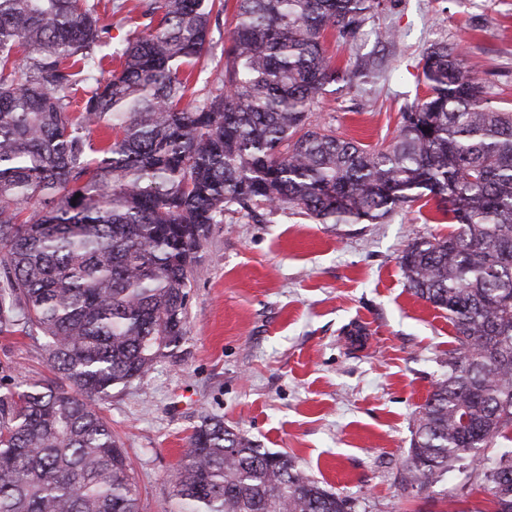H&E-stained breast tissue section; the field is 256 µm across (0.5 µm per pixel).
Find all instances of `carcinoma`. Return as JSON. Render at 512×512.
<instances>
[{"label":"carcinoma","instance_id":"1","mask_svg":"<svg viewBox=\"0 0 512 512\" xmlns=\"http://www.w3.org/2000/svg\"><path fill=\"white\" fill-rule=\"evenodd\" d=\"M99 4L0 0V333L44 337L66 379L0 391V512H139L100 404L180 347L196 255L224 214L376 223L428 197L457 229L413 240L400 265L457 346L404 466L422 487L468 458L492 496L478 512H512V449L478 454L512 441V113L440 43L388 146L312 123L328 86L361 77L333 65L327 31L356 39L384 0H137L143 31L105 54ZM228 13L217 57L212 19ZM209 70L216 82L192 80ZM101 125L112 139L96 146ZM176 498L177 512H352L210 415Z\"/></svg>","mask_w":512,"mask_h":512}]
</instances>
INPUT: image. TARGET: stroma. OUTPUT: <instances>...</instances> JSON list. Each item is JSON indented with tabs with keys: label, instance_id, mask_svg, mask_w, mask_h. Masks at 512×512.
Returning a JSON list of instances; mask_svg holds the SVG:
<instances>
[{
	"label": "stroma",
	"instance_id": "1",
	"mask_svg": "<svg viewBox=\"0 0 512 512\" xmlns=\"http://www.w3.org/2000/svg\"><path fill=\"white\" fill-rule=\"evenodd\" d=\"M441 42L458 45L493 107L512 110V0H386L356 40L328 36L337 67L368 78L334 85L315 119L365 145L389 142L426 95L417 65ZM452 230L433 200L379 224H320L263 206L215 225L177 356L102 405L140 512H176L189 436L206 415L288 453L354 512H446L453 498L463 512H482L489 495L466 461L443 481L401 486L416 413L447 374L455 342L445 312L408 291L399 258L413 240ZM358 327L365 336L354 345ZM44 344L0 334V381H61Z\"/></svg>",
	"mask_w": 512,
	"mask_h": 512
}]
</instances>
